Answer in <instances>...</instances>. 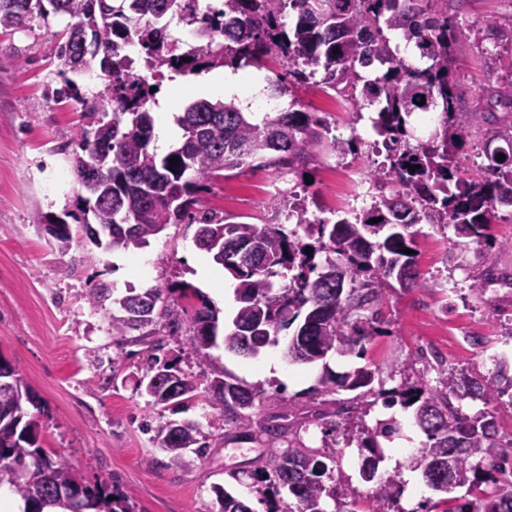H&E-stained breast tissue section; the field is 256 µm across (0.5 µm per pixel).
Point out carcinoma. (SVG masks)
Segmentation results:
<instances>
[{"label": "carcinoma", "mask_w": 512, "mask_h": 512, "mask_svg": "<svg viewBox=\"0 0 512 512\" xmlns=\"http://www.w3.org/2000/svg\"><path fill=\"white\" fill-rule=\"evenodd\" d=\"M54 13L71 18L61 34L60 57L76 74L107 78L112 102V138L90 139L106 125L107 111L94 98L81 94L78 84L64 78L63 93L82 107L86 127L80 133L75 157L81 185L102 180L105 187L79 198L85 215L82 231L112 226L106 249L125 251L160 234L170 224H206L213 241L197 246L211 255L235 280L239 307L224 346L256 357L277 341L279 333L298 318L303 322L288 340L292 359L301 363L323 360L330 353L365 355L367 344L385 334L387 290L423 287L416 271L415 225L426 222L453 228L464 245L492 238L497 221L496 202L512 197V122L494 127L491 140L502 145L485 150L487 163L473 177H465L457 152L470 128L497 121V106L512 108V80L495 91L485 112L470 113V123L458 121L461 92L453 77V55L463 50L457 29L448 18V0H224V10L197 15V0H48ZM46 18L43 0H0V29H17L32 14ZM296 17L294 26L284 21ZM198 24L199 38L179 54L169 30L173 19ZM398 30L414 44L426 65L419 67L394 54L387 32ZM136 42L146 52L147 66L161 78L174 80L198 70L224 67L234 71L261 69L275 59L288 71L290 83H305L323 71V84L352 106H380L375 130L382 138L384 164L371 173L379 184H399L398 195L411 205L389 202L381 195L353 217L310 220L297 198L281 206L295 212L297 229L285 233L268 224L231 222L201 205L205 182L242 167L273 166L292 174L321 153L353 155L362 141L330 135L315 112L289 109L274 114L245 112L236 99H199L178 117L180 143L160 156L152 146L154 118L147 108L152 84L142 89L132 82L119 42ZM380 61L382 74L366 80L362 70ZM424 109L437 122L425 141L415 139L413 115ZM504 160H497V155ZM178 159L170 166L171 158ZM418 166L412 171L410 167ZM379 222H373V219ZM313 252L306 253L307 248ZM335 258L322 260L321 253ZM276 277L288 278L277 287ZM179 299L200 302L190 324L195 351L207 355L216 340V317L199 292L184 286ZM173 290L150 288L120 300L122 314L112 316V335L119 345H145L146 368L137 389L153 407L177 412L196 390L177 367L162 358L163 328L181 326ZM490 377L459 370L441 356L428 363L439 375L435 386L424 378L387 389L375 383V371L359 367L351 372L326 370L315 392L331 396L342 391L357 397L373 396L390 408L412 410L415 425L429 444L421 449L415 468L442 497L424 512H512V442L498 440L491 414L468 415L456 401L508 397L512 406V368L506 358H493ZM211 405L232 427L227 437L248 438L257 430L283 436L290 429L288 411L264 419L252 412L257 393L226 378L210 387ZM38 408L35 394L19 370L0 355V488L6 486L24 502L23 512H130L127 497L103 484H89L54 451L39 442V424L30 408ZM336 427L325 429L317 449L288 444L274 450L264 465L247 473L256 493L272 494L267 512H327L325 499H336L335 481L339 441ZM345 443L356 445L362 457L360 475L377 477L379 438L392 440L400 432L397 419L380 420L371 428L363 421L344 429ZM199 424L171 420L154 429V442L168 456V465L185 463V450L206 455ZM286 492L290 502L276 496ZM221 512H254L244 500L216 488ZM401 494V482H379L369 505L340 512H391Z\"/></svg>", "instance_id": "cac0c4a2"}]
</instances>
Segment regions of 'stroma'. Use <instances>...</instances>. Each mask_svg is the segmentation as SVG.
<instances>
[{"mask_svg":"<svg viewBox=\"0 0 512 512\" xmlns=\"http://www.w3.org/2000/svg\"><path fill=\"white\" fill-rule=\"evenodd\" d=\"M452 21L466 33L495 20L512 23V0H454ZM65 15L33 17L19 29L0 33V355L12 361L36 394L43 448L57 452L91 483L118 485L130 497L133 512H218L213 492L221 486L248 501L253 512H266L248 482L229 475L263 465L271 449L287 447L284 438L264 434L228 442L224 422L209 402L208 387L218 375L257 392L254 408L264 417L292 407V430L310 448L323 444L318 415L323 398L313 388L320 366L295 364L284 356L288 331L253 359L216 343L206 357L193 351L182 313V329L167 334L164 353L194 382L196 398L179 413L148 406L137 389L143 374L139 357L121 351L112 334L110 317L116 298L156 287L188 284L197 288L218 317L219 332H227L237 301H224L220 290L229 277L222 266L199 249L193 224H172L147 245L126 252H108L87 244L78 196L82 192L73 169L83 117L80 104L61 95L58 75L59 34ZM476 45L457 57L455 75L464 93L457 118L484 111L499 76L512 73V42L500 41L492 60L483 62ZM304 107L330 122L334 134L348 137L351 126L368 127L372 109L361 120L338 107L335 93L315 83L295 86ZM360 156L324 154L303 173L279 177L271 168L245 167L228 177L210 180L201 193L205 208L236 222L279 226L282 213L272 186L315 201L320 217L346 208L352 169H376L383 161L369 146ZM69 224L73 237L61 243L46 229L51 220ZM415 262L425 280L422 288L389 290L388 333L368 345L365 358L328 357L336 372L370 365L386 387L416 380L424 370L419 352H438L456 367L490 375L492 357L512 348L506 326L512 322V215L500 214L492 234L497 248H461L453 229L430 224L414 228ZM486 276L482 299L472 297L473 278ZM458 281L457 293L435 291L442 277ZM106 284L111 300L92 306L87 290ZM490 337L487 345L474 344ZM274 370H266V363ZM199 422L210 444L204 459L190 458L180 469L167 467V458L142 431L143 423L159 425L172 417ZM389 417L403 425L381 468L382 477L398 475L403 483L400 506L417 507L433 492L413 479L410 449L423 447L426 436L412 423L411 413L394 405L373 406L368 425Z\"/></svg>","mask_w":512,"mask_h":512,"instance_id":"obj_1","label":"stroma"}]
</instances>
